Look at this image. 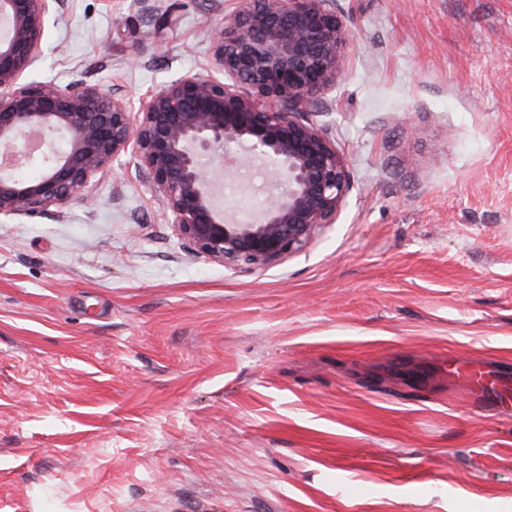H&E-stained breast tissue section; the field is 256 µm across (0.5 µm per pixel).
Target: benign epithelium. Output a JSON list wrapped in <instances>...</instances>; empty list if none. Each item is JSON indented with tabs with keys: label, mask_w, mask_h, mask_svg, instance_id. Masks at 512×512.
I'll list each match as a JSON object with an SVG mask.
<instances>
[{
	"label": "benign epithelium",
	"mask_w": 512,
	"mask_h": 512,
	"mask_svg": "<svg viewBox=\"0 0 512 512\" xmlns=\"http://www.w3.org/2000/svg\"><path fill=\"white\" fill-rule=\"evenodd\" d=\"M60 5L0 0V215L87 203L91 178L128 154L178 235L224 265H270L336 221L352 190L348 159L303 118L344 68L352 32L334 0H240L212 33L211 67L173 77L136 111L115 88L24 80ZM31 130L44 135L37 156L23 149ZM239 154L264 160L281 191L255 220L230 222L211 171ZM32 163L39 174L20 177Z\"/></svg>",
	"instance_id": "7a95c632"
}]
</instances>
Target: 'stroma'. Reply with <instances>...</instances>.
<instances>
[{"label":"stroma","instance_id":"stroma-1","mask_svg":"<svg viewBox=\"0 0 512 512\" xmlns=\"http://www.w3.org/2000/svg\"><path fill=\"white\" fill-rule=\"evenodd\" d=\"M238 0H66L29 79L140 106ZM353 188L271 265L195 255L130 156L0 216V512H512V0H336ZM238 219L267 198L230 166Z\"/></svg>","mask_w":512,"mask_h":512}]
</instances>
